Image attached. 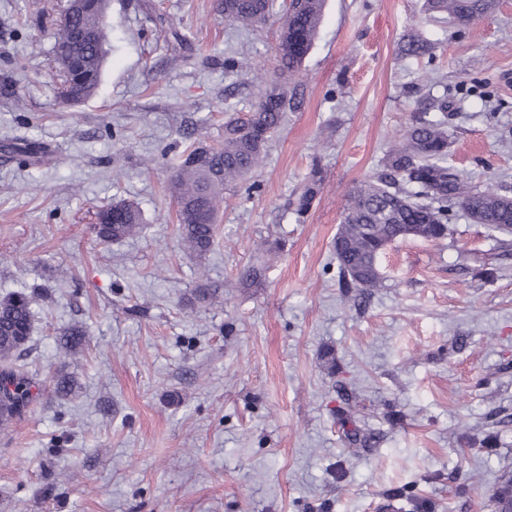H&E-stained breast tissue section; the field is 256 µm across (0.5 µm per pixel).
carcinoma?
I'll use <instances>...</instances> for the list:
<instances>
[{
  "mask_svg": "<svg viewBox=\"0 0 512 512\" xmlns=\"http://www.w3.org/2000/svg\"><path fill=\"white\" fill-rule=\"evenodd\" d=\"M496 0H424V18L446 17L467 26L488 13ZM107 0H82L71 24L59 29L54 52L63 64L60 96L73 104L90 98L97 89L104 62ZM324 0H290L278 27L275 57L279 67L293 72L301 67L318 35ZM224 19L244 27L260 28L277 16L276 0H224ZM435 44L413 30L400 42L402 59H432ZM294 107L288 88L274 79L259 101L243 117L224 123V143L201 145L181 156L171 191L179 206L177 224L184 248L197 255L210 251L216 236L218 208L224 186L255 168L285 112ZM448 95L428 96L418 102L410 125L390 145L382 170L351 190L343 208L334 250L342 287L361 293L381 287L378 258L398 238L438 241L448 235V224L461 210L474 224L501 233L512 232V196L492 185L478 189L464 172L448 164ZM432 112L442 117L430 116ZM317 172L296 204L303 217L317 195ZM140 210L118 202L99 214L96 234L111 243L142 229ZM33 295L25 292L0 299V425L23 414L32 400L33 384L13 362L30 340ZM85 343L83 331L72 327L59 336L66 354Z\"/></svg>",
  "mask_w": 512,
  "mask_h": 512,
  "instance_id": "cac0c4a2",
  "label": "carcinoma"
}]
</instances>
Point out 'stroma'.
<instances>
[{"label": "stroma", "instance_id": "35a3bbf8", "mask_svg": "<svg viewBox=\"0 0 512 512\" xmlns=\"http://www.w3.org/2000/svg\"><path fill=\"white\" fill-rule=\"evenodd\" d=\"M65 3L0 0V297L37 294L22 362L38 389L0 428V512H376L388 499L498 512L512 234L459 214L443 240L396 241L363 301L342 288L333 243L348 190L427 92L448 96L449 163L512 191V0L468 27L424 21L423 0H325L286 80L300 106L249 182L225 190L200 257L178 237L175 163L223 143L228 110L258 101L276 25L238 27L222 0H109L99 87L70 105L53 52ZM417 28L436 45L425 82L396 55ZM18 139L45 157L15 156ZM123 199L143 231L99 244L98 212ZM72 325L88 343L69 361L57 338ZM350 399L371 447L347 443Z\"/></svg>", "mask_w": 512, "mask_h": 512}]
</instances>
